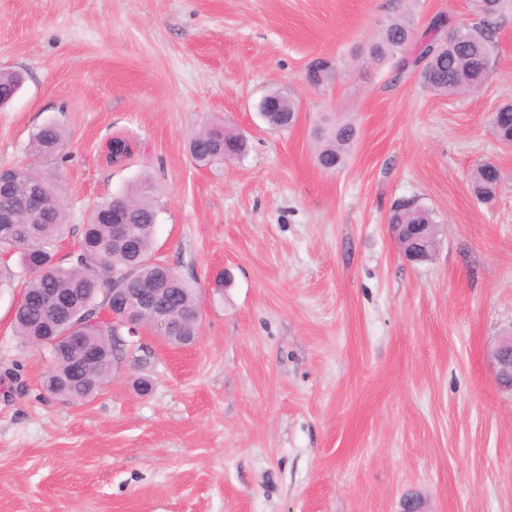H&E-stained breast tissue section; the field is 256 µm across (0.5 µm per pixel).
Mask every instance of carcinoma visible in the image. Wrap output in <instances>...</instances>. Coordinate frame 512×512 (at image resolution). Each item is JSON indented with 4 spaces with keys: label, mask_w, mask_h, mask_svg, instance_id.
Listing matches in <instances>:
<instances>
[{
    "label": "carcinoma",
    "mask_w": 512,
    "mask_h": 512,
    "mask_svg": "<svg viewBox=\"0 0 512 512\" xmlns=\"http://www.w3.org/2000/svg\"><path fill=\"white\" fill-rule=\"evenodd\" d=\"M512 8V0H477L480 20L474 23L451 25L436 18L427 31L416 36L406 19L390 21L367 47L369 58L383 63L388 60L404 71L419 68L423 85L439 94L470 93L481 88L491 74V54L495 45L496 21ZM308 69L314 74L313 86L324 85L331 77V66L323 59L313 60ZM22 76L14 71H0V103L6 104L20 88ZM273 106L264 113L265 121L276 129H289L297 120L296 101L285 91L276 90L262 98ZM491 126L503 142L512 143V104L499 108L491 116ZM355 128L347 123L327 124L314 129L313 135L321 146L317 152L318 165L324 170L342 166L348 148L355 138ZM67 147L63 130L56 124H45L32 133L28 151L47 158ZM246 140L221 125L198 130L189 141L191 158L201 165H221L243 155ZM12 197L16 201L31 195L39 198L41 217L25 214L14 223L0 220V252L17 253L20 257L21 295L27 299L57 296L74 302L73 320L65 325L56 317L34 304H22L13 313L16 335L27 343H42L52 370L45 378V389L65 400H84L100 391L112 380V323L97 319L98 297L112 303V289L123 288L132 295L150 291L166 303V314L183 321L184 335L194 336L198 324L187 315L200 310L193 288L170 268L151 258L155 226L160 208L151 183L143 181L126 196L106 199L94 209L89 223L83 225L77 248L63 263L56 257L54 242L64 222L65 208L51 185L30 169L9 170ZM501 181L499 169L489 163L476 167L471 176L473 194L486 200ZM128 204L132 207L130 230L134 253L112 243V208ZM390 224H423L428 237L440 241L441 230L434 213L415 197L400 198L391 206ZM77 328L85 338L88 349L96 355L89 374L73 379L71 365L62 350L47 342Z\"/></svg>",
    "instance_id": "cac0c4a2"
}]
</instances>
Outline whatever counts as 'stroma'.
<instances>
[{
    "label": "stroma",
    "mask_w": 512,
    "mask_h": 512,
    "mask_svg": "<svg viewBox=\"0 0 512 512\" xmlns=\"http://www.w3.org/2000/svg\"><path fill=\"white\" fill-rule=\"evenodd\" d=\"M407 15L472 22L473 0H0V70L24 83L0 110V167L29 166L61 198L58 257L101 201L151 178L152 257L194 288L200 336L154 330L76 403L47 393L46 353L12 328L17 256L0 257V512H512V392L490 351L512 330V145L489 118L512 103V15L472 94L366 62ZM328 60L316 88L306 68ZM290 92L271 129L259 103ZM355 125L322 170L312 128ZM66 149L34 159L33 131ZM221 124L244 157L200 167L188 139ZM134 139L124 166L103 159ZM502 179L471 190L479 163ZM416 196L443 231L410 262L387 223ZM151 389H138L139 379ZM262 101L266 104L269 102L273 106V111L267 112L266 110L260 109V112H264L265 121L273 128L276 129H290L297 120V104L296 101L285 91L276 90L265 97ZM277 101H288V112L278 111ZM67 147V140L63 130L56 124H45L32 133L28 151L40 158L58 155ZM500 174L499 169L491 162L477 166L471 176L473 194L478 199L490 198L501 181Z\"/></svg>",
    "instance_id": "obj_1"
}]
</instances>
